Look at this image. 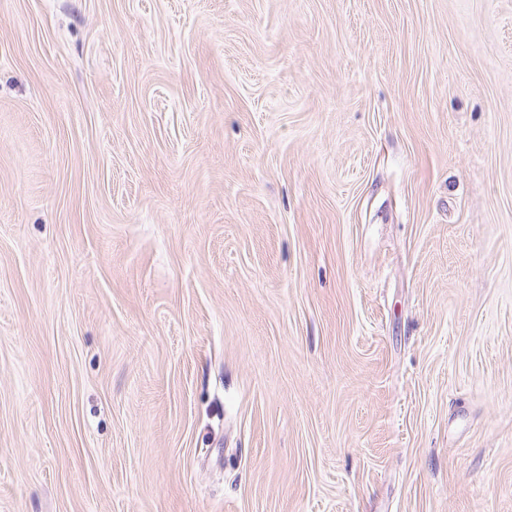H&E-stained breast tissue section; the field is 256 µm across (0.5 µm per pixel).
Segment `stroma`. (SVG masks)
I'll use <instances>...</instances> for the list:
<instances>
[{
  "label": "stroma",
  "mask_w": 512,
  "mask_h": 512,
  "mask_svg": "<svg viewBox=\"0 0 512 512\" xmlns=\"http://www.w3.org/2000/svg\"><path fill=\"white\" fill-rule=\"evenodd\" d=\"M0 512H512V0H0Z\"/></svg>",
  "instance_id": "35a3bbf8"
}]
</instances>
